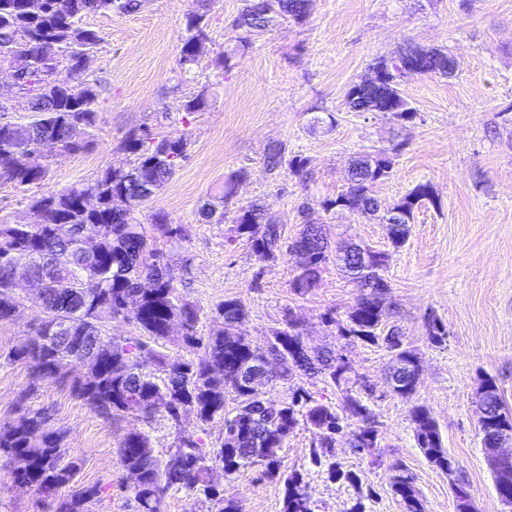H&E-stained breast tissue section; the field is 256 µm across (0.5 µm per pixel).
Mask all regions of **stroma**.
<instances>
[{"label":"stroma","instance_id":"1","mask_svg":"<svg viewBox=\"0 0 512 512\" xmlns=\"http://www.w3.org/2000/svg\"><path fill=\"white\" fill-rule=\"evenodd\" d=\"M242 0H217L210 14L209 39L191 72L178 65L186 15L192 0H142L130 15H95L88 22L103 41L89 71L102 83L97 127L89 149L52 158L42 182L18 189L0 182V221L30 222L33 198L61 192L97 177L104 169L127 167L121 142L132 131L186 135L189 157L144 207L142 223L160 211L183 229L182 242L170 245L178 256L190 252L188 274L179 277L180 295L201 311L198 330L209 335L222 327L215 309L225 298L239 300L247 317L239 327L253 343H263L285 314H293L310 346H344L336 326L323 321L331 311L344 317L357 290L336 265H328L316 288L298 294L289 286L290 256L261 262L249 245L227 244L229 224H208L199 209L220 195L224 181L238 175L232 206L263 205L267 220L280 225L285 239L304 223L326 225L331 239H349L388 252L385 272L392 285L390 324L419 353L421 384L402 399L389 393L386 374L391 355L383 347L357 344L347 357L353 369L375 384L369 405L379 430L382 466L339 438L331 455L314 464L315 434H292L279 455L287 470L306 474L314 512H348L358 489L369 490L365 512H402L389 487L388 467L404 463L427 512H454L452 479L430 465L417 448L410 410L426 406L436 420L455 469L468 480L478 512H512L498 497L477 435L474 392L480 378H496L504 402L512 407V0H310L303 22L277 19L232 50L230 25ZM447 52L456 60L453 76L409 75L400 90L416 116L400 121L384 112H352L350 85L372 73L382 58L407 44ZM231 50L225 68L215 58ZM209 97L206 111L182 117L178 107ZM170 119H162L163 110ZM334 118L326 126V118ZM307 161L305 175L289 168L269 172L264 158L272 146ZM385 153L390 178L375 192L389 206L417 184L429 183L435 201L417 209L409 236L393 248L388 227L378 218L323 210V200L347 185L351 161L361 154ZM309 213H302V206ZM437 316L445 343L430 344L424 322ZM43 318L34 300H24L13 318L0 322V423L19 413L21 395L31 383L26 363L7 358L20 336L33 333ZM29 404L46 410L47 430L66 431L65 444L77 463L72 483L100 486L90 512H135L130 481L118 464L125 434L150 435L159 458H167L178 430L219 445L224 422L200 423L183 412L180 423L158 414L103 418L67 383L42 385ZM356 472L354 487L327 477L328 467ZM16 461L0 452V512H54L37 492L18 484ZM211 478L233 496L243 512H281L283 485L246 469L225 480Z\"/></svg>","mask_w":512,"mask_h":512}]
</instances>
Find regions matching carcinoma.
Masks as SVG:
<instances>
[{
  "label": "carcinoma",
  "mask_w": 512,
  "mask_h": 512,
  "mask_svg": "<svg viewBox=\"0 0 512 512\" xmlns=\"http://www.w3.org/2000/svg\"><path fill=\"white\" fill-rule=\"evenodd\" d=\"M216 0H194L186 16L179 65L189 71L197 63L198 42L209 39V15ZM309 0H243L232 23L234 41L245 47L250 37L268 30L277 16L301 22ZM140 7V0H45L39 13L27 9L26 0H0V66L21 73V91L28 98L30 116L16 120L8 116L10 107L0 103V180L19 188L39 184L46 175L45 155L39 145L53 142L59 154H73L89 145L72 135L78 128L88 135L96 127L99 81L92 78L86 60L102 38L88 26L86 18L97 13L128 15ZM413 65L421 75L450 76L454 57L435 48L408 45L376 68L377 81L355 83L347 91L351 112H389L403 121L416 116L399 86L402 67ZM186 135L132 133L122 150L131 155L126 169L108 168L95 179L57 194L32 200L31 222H0V321L13 317L21 298L13 288V259L26 253L31 261L26 274L43 283L38 299L44 317L34 333L21 337L9 353L10 359L30 365L34 385L63 380L78 351L66 342L67 336H85L87 344L98 345V372L91 380H76L74 388L91 409L110 418L135 414L145 419L164 413L180 424L181 412L196 413L200 423L216 417L224 419V438L219 446L204 447L192 433L179 431L168 458L155 454L148 434L131 431L118 450L119 464L137 473L131 493L137 512H162L165 497L172 491L201 490L217 501V512H242L238 502L210 484V474L220 467L231 477L243 469L260 467L262 476L283 483L282 512H313L308 481L303 473L281 470L279 451L288 437L301 426L317 435L313 451L315 464L321 463L318 449L336 447L337 438L348 433L359 454L372 456L379 448L378 431L366 399L374 389L350 365L346 351L356 341L384 347L392 357L393 383L390 392L408 399L420 382L414 364L416 349L393 336L382 326L390 317L391 286L385 277L389 254L364 252L360 244L338 241L330 244L324 225L306 224L298 237L283 243L278 225L265 221L263 206L257 202L228 211L227 200L234 194L235 179L224 181V195L206 200L200 216L207 223H231L226 242L244 240L257 260L272 261L283 253L295 257V274L290 281L294 292L304 294L316 287L330 259L339 263L360 294L338 323L345 343L336 351L304 350V332L297 318L285 315L283 326L272 330L264 345H254L236 329L246 318L240 301L227 298L216 308L222 330L202 336L198 332L200 310L177 292V273L188 272L191 258L175 262L156 241H177L182 225L173 224L163 213L152 215L154 235L147 234L138 212L163 187L182 161L188 158ZM288 163L295 174L304 172L307 160L294 156L284 160V150L275 145L265 156L266 168L274 172ZM392 161L369 155L357 158L349 170L348 186L334 199H326V210L341 209L371 216L380 205L375 185L388 178ZM434 202L427 183L416 185L381 217L389 226V238L398 248L406 241L414 210ZM139 297L137 313L124 311L125 297ZM183 322V333L175 343L192 356L172 357L150 347L149 342L168 341V323ZM116 319H131L136 336H109L105 328ZM427 339L445 342L448 331L443 322L430 315L425 321ZM270 362L276 368L275 382L287 384L303 374L319 379L340 392L334 406L296 389L281 400L257 394L253 377L260 366ZM235 393L236 407L226 411L224 385ZM479 385L487 386L481 398L483 417L478 425L480 438L503 432L512 434V409L503 401L496 379L486 375ZM414 440L427 461L441 471L448 470L452 458L443 446L437 422L429 410L415 405L410 411ZM42 411L21 408L17 418L0 426V450L21 463L18 483L53 497L70 484L76 463L64 445L65 434L45 431ZM389 486L403 512H425L414 477L402 463L391 466ZM497 494L512 505V470L493 476ZM97 486L72 489L58 503L56 512H89L88 504L99 497Z\"/></svg>",
  "instance_id": "carcinoma-1"
}]
</instances>
